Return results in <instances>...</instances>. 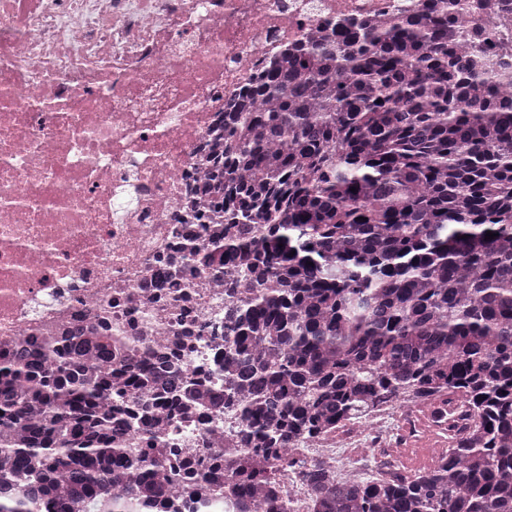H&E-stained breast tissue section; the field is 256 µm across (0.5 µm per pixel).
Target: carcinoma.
I'll return each mask as SVG.
<instances>
[{"instance_id": "obj_1", "label": "carcinoma", "mask_w": 512, "mask_h": 512, "mask_svg": "<svg viewBox=\"0 0 512 512\" xmlns=\"http://www.w3.org/2000/svg\"><path fill=\"white\" fill-rule=\"evenodd\" d=\"M422 0L270 64L224 111L202 195L224 263V403L252 450L365 400L458 396L469 429L437 467L380 484L304 479L322 512H512V53L491 60ZM355 191H350V188ZM496 234L485 238L487 232ZM206 245L183 248L196 267ZM137 389L144 374L115 372ZM112 346L79 333L0 358V512H147L153 460L112 445ZM146 465L130 498L112 496ZM250 512H289L240 487Z\"/></svg>"}]
</instances>
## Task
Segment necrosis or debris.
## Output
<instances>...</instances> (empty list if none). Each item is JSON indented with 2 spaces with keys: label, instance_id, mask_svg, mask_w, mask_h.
<instances>
[{
  "label": "necrosis or debris",
  "instance_id": "4bbe7bcc",
  "mask_svg": "<svg viewBox=\"0 0 512 512\" xmlns=\"http://www.w3.org/2000/svg\"><path fill=\"white\" fill-rule=\"evenodd\" d=\"M459 23L490 52L512 45V0H463ZM420 0H0V354L79 327L145 367L224 390V277L182 269L152 285L199 221L197 186L227 101L270 60L337 23ZM469 423L447 397L371 402L268 463L289 512H319L308 465L332 477H401L398 429L421 441ZM238 406L153 408L122 436L174 473L166 512H242L227 491L247 453Z\"/></svg>",
  "mask_w": 512,
  "mask_h": 512
}]
</instances>
